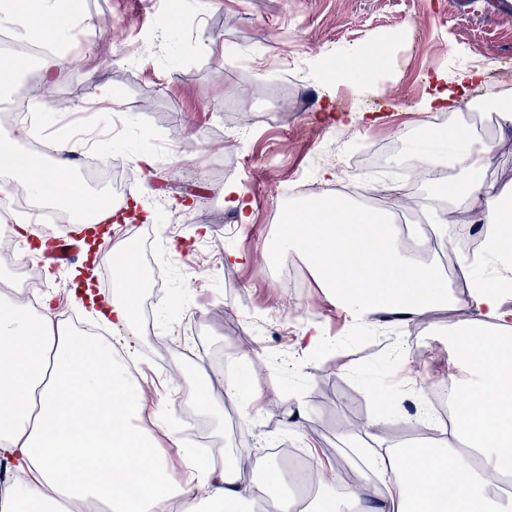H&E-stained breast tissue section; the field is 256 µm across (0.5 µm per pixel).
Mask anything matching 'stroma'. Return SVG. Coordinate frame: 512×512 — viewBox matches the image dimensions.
<instances>
[{
  "label": "stroma",
  "instance_id": "35a3bbf8",
  "mask_svg": "<svg viewBox=\"0 0 512 512\" xmlns=\"http://www.w3.org/2000/svg\"><path fill=\"white\" fill-rule=\"evenodd\" d=\"M75 2L77 22L57 41L56 83L23 88L47 101L44 135L69 125L90 139L101 168L119 160L133 169L125 212L143 234L114 245L135 248L146 273L166 266L163 290L149 285L140 295L153 329L142 334L138 380L164 398L145 417L180 422L207 364L215 411L203 420L226 453L256 461L292 443L284 423L299 399L319 458L345 462L354 444L400 446L411 421L407 393L462 376L448 330L476 312L435 309L408 325L388 315L353 320L283 242L281 216L325 189L348 202L339 183H322L318 160L341 135L374 148L397 142L407 156L421 131L447 123V112L417 109L437 76L453 85L474 74L469 99L491 90L512 102V10L504 0H167L163 14L153 0ZM374 43L387 56L370 78L358 50ZM332 68L340 79L326 77ZM101 84L115 98L105 111L93 102ZM482 140L491 147L485 182L512 187V130L496 125ZM232 185L253 202L251 223L225 208ZM50 235L46 228L6 241L15 261L0 278L18 277V262L31 261L36 295L50 299L61 322L99 326L72 273H51L35 253ZM229 251L246 262L226 260ZM272 253L297 268L302 288L290 291L271 274ZM196 320L201 336L184 335ZM309 322L335 346L300 353L296 340ZM231 367L277 400L251 428L229 433ZM377 389L391 411L380 431L370 425Z\"/></svg>",
  "mask_w": 512,
  "mask_h": 512
}]
</instances>
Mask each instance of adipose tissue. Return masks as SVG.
Instances as JSON below:
<instances>
[{
  "label": "adipose tissue",
  "instance_id": "ef3b65f1",
  "mask_svg": "<svg viewBox=\"0 0 512 512\" xmlns=\"http://www.w3.org/2000/svg\"><path fill=\"white\" fill-rule=\"evenodd\" d=\"M64 0H25L9 11L14 33L25 41L53 40L70 28ZM469 103L436 90L421 111L449 108L451 154L424 149L416 165L430 171L453 167L456 175L429 215L447 234L446 205L461 224H477L480 255L463 256L468 303L480 319L451 334L458 359L469 372L457 381L460 409L450 434L465 448L438 442L405 454L388 445L368 449L354 465L346 498L334 491L335 461H318L308 476L320 492L301 505L267 483L240 477L241 460L220 453L204 461L185 457L180 476L157 449L153 425L143 418L150 398L133 380L127 362L140 356L136 325L140 280L130 263L110 301L89 296L111 326L125 328L121 347L89 342L61 324L49 301L20 303L0 289V460L17 471L0 490V512H76L78 503L103 502L107 512H191L204 500L242 512L268 498L277 512H342L351 500L358 512H512L499 479L512 475V242L502 231L499 205L507 192L485 183L484 156L463 111ZM23 190L36 201L87 204L84 187L61 183L56 169L33 163L0 144V192ZM282 236L327 288L336 306L356 319L387 313L411 323L424 310L448 304V285L430 264L407 256L390 224L368 208L304 200L282 218Z\"/></svg>",
  "mask_w": 512,
  "mask_h": 512
}]
</instances>
